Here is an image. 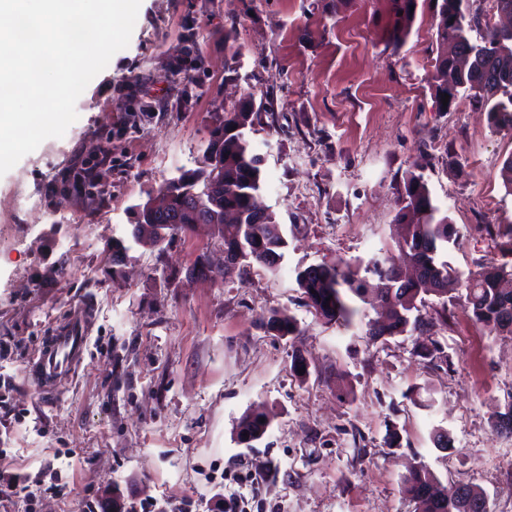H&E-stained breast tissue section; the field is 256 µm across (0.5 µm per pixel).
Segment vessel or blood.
Masks as SVG:
<instances>
[{
    "instance_id": "obj_1",
    "label": "vessel or blood",
    "mask_w": 512,
    "mask_h": 512,
    "mask_svg": "<svg viewBox=\"0 0 512 512\" xmlns=\"http://www.w3.org/2000/svg\"><path fill=\"white\" fill-rule=\"evenodd\" d=\"M87 344L88 335L84 321H72L34 354L29 371L43 388L57 389L70 368L81 362Z\"/></svg>"
}]
</instances>
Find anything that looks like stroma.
Wrapping results in <instances>:
<instances>
[{
	"label": "stroma",
	"instance_id": "35a3bbf8",
	"mask_svg": "<svg viewBox=\"0 0 512 512\" xmlns=\"http://www.w3.org/2000/svg\"><path fill=\"white\" fill-rule=\"evenodd\" d=\"M392 24L391 0H141L77 120L0 177V451L23 477L56 481L31 507L0 486V512H89L108 489L131 512H215L230 494L242 512H413L403 479L416 463L512 512V440L493 430L512 399V337L431 296L422 314L448 319L430 335L374 342L371 305L327 327L295 282L296 268L392 248L411 172L462 236L448 250L461 275L506 259L487 230L512 224L499 177L512 131L465 102L439 110L432 0H416L401 46ZM246 100L275 116L252 142L262 203L288 240L280 273L194 275L198 259H224L213 230L134 247L113 271L131 205L196 168L215 117ZM96 164L105 194L74 191ZM273 308L295 318L294 335L265 332ZM74 318L89 325L88 352L44 394L29 362ZM432 339L435 364L416 355ZM255 409L271 427L248 448L236 425ZM437 427L452 450L433 447Z\"/></svg>",
	"mask_w": 512,
	"mask_h": 512
}]
</instances>
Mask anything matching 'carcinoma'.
Returning a JSON list of instances; mask_svg holds the SVG:
<instances>
[{
  "label": "carcinoma",
  "mask_w": 512,
  "mask_h": 512,
  "mask_svg": "<svg viewBox=\"0 0 512 512\" xmlns=\"http://www.w3.org/2000/svg\"><path fill=\"white\" fill-rule=\"evenodd\" d=\"M437 3L434 91L436 100L447 96L448 104L468 102L487 110L494 130H512V25L482 23L481 13L471 0H435ZM393 44L408 35L414 20L411 7L416 0H392ZM483 33L472 40L471 32ZM273 114L243 105L216 118L211 137L220 143L213 153L207 141L198 166L165 180L169 206L155 217L150 246L163 244L173 229L195 233L201 224L221 225L224 249L238 251L242 261L224 270H210L203 263L194 269L217 280L242 276L253 266L274 272L288 246L282 225L274 212L259 205L264 187L263 159L254 153L251 135L263 126H273ZM395 221L400 232L394 248L417 260L428 272L418 281L399 280V266L390 255L374 259L367 266L342 260L324 261L301 268L296 283L304 305L323 324H348L358 310L349 296L361 298L368 291L361 272L378 279L375 300L382 313L368 322L367 334L377 340L397 336L410 329L424 335L430 321L420 314L429 296L446 302L463 300L470 318L490 333L504 331L512 324V290L501 283L512 278V265L480 264L466 278L448 262L449 246L459 245V235L448 213L433 197L422 175L406 177L401 207ZM137 245L127 231L112 238V251L129 256ZM262 326L267 332L287 337L297 330L296 320L280 310H271ZM270 428L265 414H247L240 424L239 440H261ZM495 429L512 436V400L495 413ZM405 493L415 501L416 512H489L486 493L474 485H462L463 494L450 493L423 464L414 465L404 477Z\"/></svg>",
  "instance_id": "carcinoma-1"
}]
</instances>
